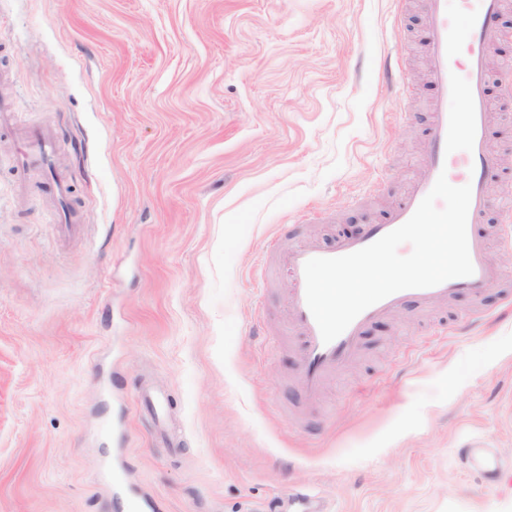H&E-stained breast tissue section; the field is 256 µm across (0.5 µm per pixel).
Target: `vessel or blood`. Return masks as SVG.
<instances>
[{"label": "vessel or blood", "instance_id": "1", "mask_svg": "<svg viewBox=\"0 0 512 512\" xmlns=\"http://www.w3.org/2000/svg\"><path fill=\"white\" fill-rule=\"evenodd\" d=\"M502 8V0H429L426 53L434 100L422 174L411 183L405 198L391 209L386 219L369 225L362 234L339 239L330 246L306 243L280 252L279 260L291 279L288 323L300 356L299 384L305 397H318L326 379L354 357L362 329L368 322L409 303L426 307L461 291L477 294L501 280V271L489 259L490 240L477 232L476 227L485 221L489 205L487 181L499 165L498 156L487 148L491 112L487 56L502 36L499 26ZM462 140L467 143L463 150L458 147ZM56 153L57 137L44 129L27 136L20 163L27 168L38 166L48 170ZM442 174L452 185L471 187L467 237L473 274L430 288L394 293L364 310L335 340L323 342L306 303V262L353 253L398 228L413 215Z\"/></svg>", "mask_w": 512, "mask_h": 512}]
</instances>
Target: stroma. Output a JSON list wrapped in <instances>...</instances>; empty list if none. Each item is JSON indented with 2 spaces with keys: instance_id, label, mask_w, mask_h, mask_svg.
<instances>
[{
  "instance_id": "1",
  "label": "stroma",
  "mask_w": 512,
  "mask_h": 512,
  "mask_svg": "<svg viewBox=\"0 0 512 512\" xmlns=\"http://www.w3.org/2000/svg\"><path fill=\"white\" fill-rule=\"evenodd\" d=\"M426 14L0 0V512H122L107 470L145 512H512V167L481 227L499 284L372 322L312 401L285 332L278 250L382 221L423 170ZM489 94L499 155L512 89ZM40 127L70 238L52 181L13 164Z\"/></svg>"
}]
</instances>
